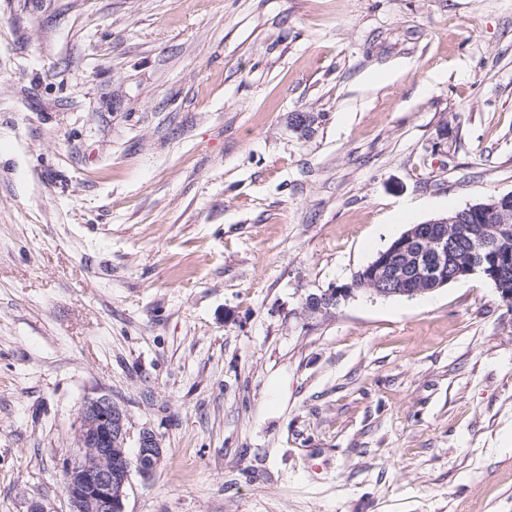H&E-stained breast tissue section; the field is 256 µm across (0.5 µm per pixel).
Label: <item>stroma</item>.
<instances>
[{
  "label": "stroma",
  "mask_w": 512,
  "mask_h": 512,
  "mask_svg": "<svg viewBox=\"0 0 512 512\" xmlns=\"http://www.w3.org/2000/svg\"><path fill=\"white\" fill-rule=\"evenodd\" d=\"M510 192L512 0H0V512L104 394L125 512H512L495 288L303 310Z\"/></svg>",
  "instance_id": "stroma-1"
}]
</instances>
